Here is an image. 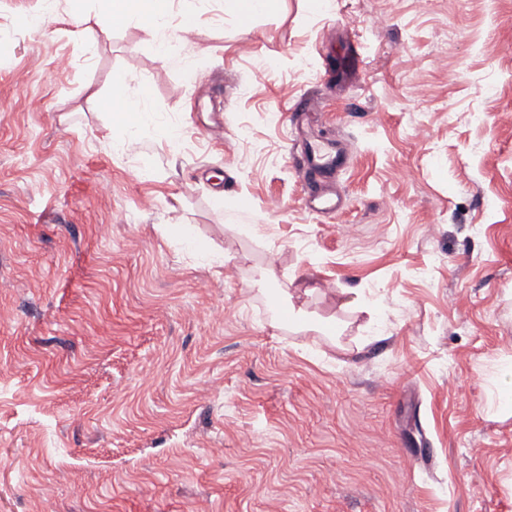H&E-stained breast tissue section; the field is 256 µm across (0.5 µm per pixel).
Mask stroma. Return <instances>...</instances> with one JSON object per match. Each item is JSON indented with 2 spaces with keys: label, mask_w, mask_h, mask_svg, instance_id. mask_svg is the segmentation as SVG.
Here are the masks:
<instances>
[{
  "label": "stroma",
  "mask_w": 512,
  "mask_h": 512,
  "mask_svg": "<svg viewBox=\"0 0 512 512\" xmlns=\"http://www.w3.org/2000/svg\"><path fill=\"white\" fill-rule=\"evenodd\" d=\"M322 3L0 0V512H512V0ZM275 0H225V11L234 15H259L269 10ZM308 174V199L314 210L331 213L340 206V198L327 187L325 179L343 164V152L331 142L310 144L303 155Z\"/></svg>",
  "instance_id": "1"
}]
</instances>
